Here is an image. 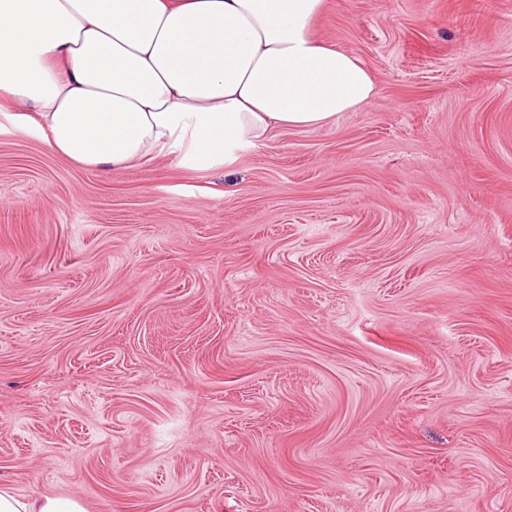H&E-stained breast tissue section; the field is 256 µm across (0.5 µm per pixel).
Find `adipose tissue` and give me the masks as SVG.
<instances>
[{"label": "adipose tissue", "instance_id": "adipose-tissue-1", "mask_svg": "<svg viewBox=\"0 0 512 512\" xmlns=\"http://www.w3.org/2000/svg\"><path fill=\"white\" fill-rule=\"evenodd\" d=\"M324 0H0V110L92 169L157 156L234 163L277 127L370 99L371 72L321 41ZM33 106L26 115L22 106ZM0 512H86L0 489Z\"/></svg>", "mask_w": 512, "mask_h": 512}]
</instances>
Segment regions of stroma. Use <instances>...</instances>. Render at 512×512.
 I'll return each instance as SVG.
<instances>
[{"label": "stroma", "instance_id": "stroma-1", "mask_svg": "<svg viewBox=\"0 0 512 512\" xmlns=\"http://www.w3.org/2000/svg\"><path fill=\"white\" fill-rule=\"evenodd\" d=\"M375 93L230 166L0 112V486L87 512H512V0H324Z\"/></svg>", "mask_w": 512, "mask_h": 512}]
</instances>
